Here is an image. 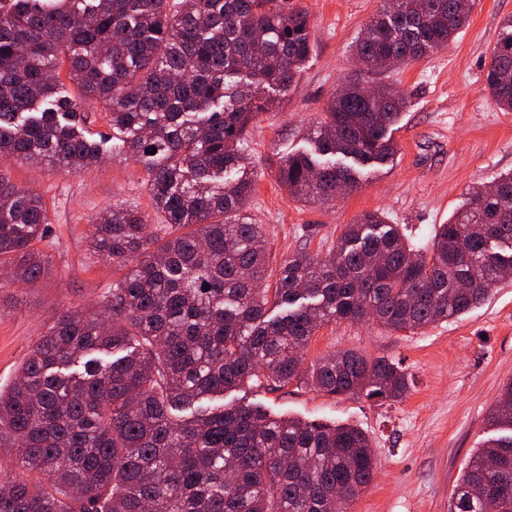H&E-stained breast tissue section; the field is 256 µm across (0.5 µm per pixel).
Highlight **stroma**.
Wrapping results in <instances>:
<instances>
[{
	"label": "stroma",
	"mask_w": 512,
	"mask_h": 512,
	"mask_svg": "<svg viewBox=\"0 0 512 512\" xmlns=\"http://www.w3.org/2000/svg\"><path fill=\"white\" fill-rule=\"evenodd\" d=\"M311 22V56L282 104L250 126L257 190L247 211L266 230L270 267L304 252L332 255L345 225L369 212L400 225L415 244L429 243L474 189L512 172V112L484 89L489 52L512 0H472L468 24L448 46L378 75L406 98L392 128L395 154L360 169L354 191L304 203L278 180L282 157L308 150L306 133L328 101L361 67L353 46L388 0H299ZM17 186L38 192L51 225L40 250L49 270L32 283L0 288V388L8 389L32 348L65 306L93 307L124 270L90 249L92 226L115 205L135 206L162 223L132 158L105 159L76 173L9 161ZM340 351L400 363L415 385L401 401L336 396L304 385L225 392L233 403L310 422L351 424L372 441L377 470L349 512H448L454 486L487 437V417L512 381V276L466 315L418 330L376 322L328 323L317 329L305 365Z\"/></svg>",
	"instance_id": "35a3bbf8"
}]
</instances>
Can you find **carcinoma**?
<instances>
[{
	"instance_id": "cac0c4a2",
	"label": "carcinoma",
	"mask_w": 512,
	"mask_h": 512,
	"mask_svg": "<svg viewBox=\"0 0 512 512\" xmlns=\"http://www.w3.org/2000/svg\"><path fill=\"white\" fill-rule=\"evenodd\" d=\"M469 14L468 0H393L356 57L369 72L418 60ZM310 51L308 14L288 0H0V154L69 172L130 156L165 218L151 224L132 206L98 218L91 248L131 269L101 309H60L0 390V448L16 449L18 466L0 512H347L372 482V443L357 427L241 404L179 412L245 385L304 382L303 352L324 324L415 330L465 314L512 268V173L474 191L429 248L367 213L334 256H293L263 287L247 128L285 100ZM484 89L512 111V18ZM88 104L120 134L107 150L84 135ZM403 105L391 86L371 96L347 82L308 132L314 152L280 163L281 184L303 202L357 187L355 165L394 154ZM49 224L43 197L0 172V278L46 272L33 243ZM309 380L391 401L413 386L399 364L353 351L323 358ZM488 424L448 512H512V382Z\"/></svg>"
}]
</instances>
